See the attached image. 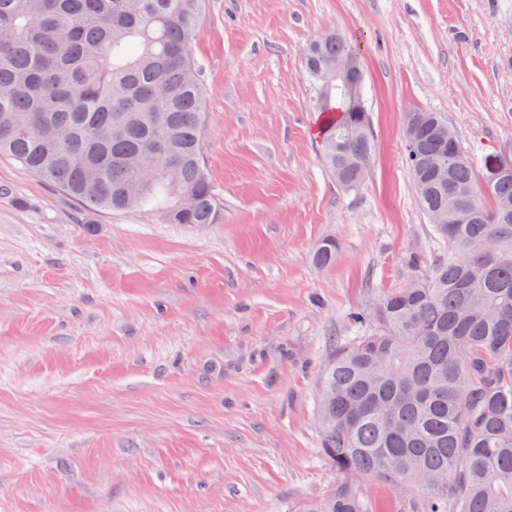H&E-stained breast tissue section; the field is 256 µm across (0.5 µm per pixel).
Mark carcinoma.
<instances>
[{
	"label": "carcinoma",
	"instance_id": "cac0c4a2",
	"mask_svg": "<svg viewBox=\"0 0 512 512\" xmlns=\"http://www.w3.org/2000/svg\"><path fill=\"white\" fill-rule=\"evenodd\" d=\"M203 0H0V155L82 205L158 212L169 224L219 219L204 166V88L191 41ZM361 42L315 41L306 70L326 114L329 173L353 188L371 151L366 112L341 58ZM406 165L431 224L433 261L352 316L320 380L324 454L412 498V512H512V156L484 159L483 180L437 112ZM448 162V182L435 169ZM336 242L313 262L326 267ZM301 512H370L344 483Z\"/></svg>",
	"mask_w": 512,
	"mask_h": 512
}]
</instances>
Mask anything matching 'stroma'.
<instances>
[{"instance_id":"35a3bbf8","label":"stroma","mask_w":512,"mask_h":512,"mask_svg":"<svg viewBox=\"0 0 512 512\" xmlns=\"http://www.w3.org/2000/svg\"><path fill=\"white\" fill-rule=\"evenodd\" d=\"M360 37L372 154L336 184L308 45ZM192 53L219 206L202 228L83 207L0 156V512H299L342 478L320 376L352 313L429 266L406 116L512 154V0H206ZM328 268L310 255L323 239ZM372 512H411L370 480Z\"/></svg>"}]
</instances>
